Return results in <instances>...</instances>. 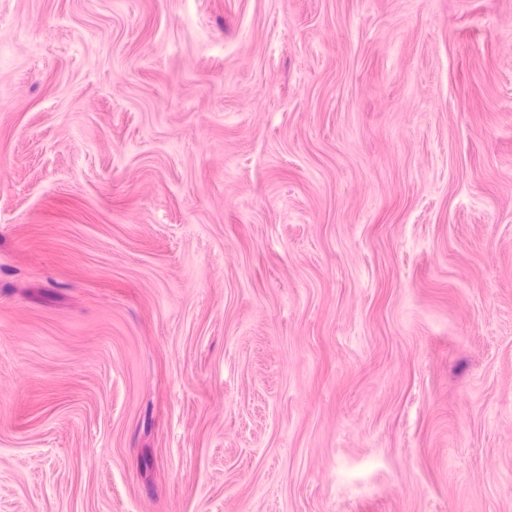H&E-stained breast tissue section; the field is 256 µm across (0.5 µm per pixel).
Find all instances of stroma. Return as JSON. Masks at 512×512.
I'll return each instance as SVG.
<instances>
[{
    "label": "stroma",
    "instance_id": "stroma-1",
    "mask_svg": "<svg viewBox=\"0 0 512 512\" xmlns=\"http://www.w3.org/2000/svg\"><path fill=\"white\" fill-rule=\"evenodd\" d=\"M0 512H512V0H0Z\"/></svg>",
    "mask_w": 512,
    "mask_h": 512
}]
</instances>
